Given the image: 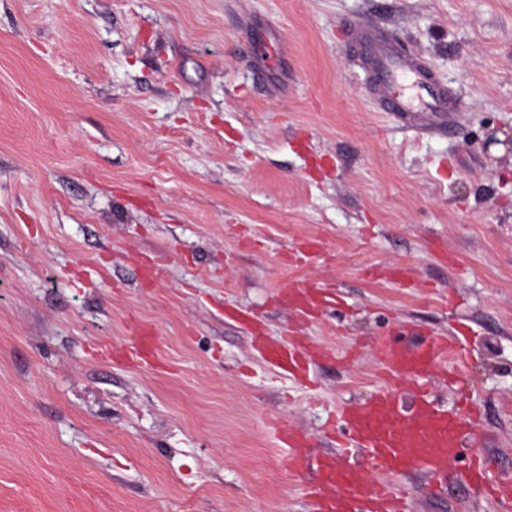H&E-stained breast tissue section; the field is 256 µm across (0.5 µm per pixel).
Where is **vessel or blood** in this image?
Listing matches in <instances>:
<instances>
[{
	"mask_svg": "<svg viewBox=\"0 0 512 512\" xmlns=\"http://www.w3.org/2000/svg\"><path fill=\"white\" fill-rule=\"evenodd\" d=\"M362 46L374 60L378 82L396 91L395 96L384 99V111L427 112L437 117L455 111V102L413 57L374 36L366 37ZM450 349L444 336L397 333L381 337L378 352L386 383L363 401L341 410L331 431L335 454L310 459L301 451V433L278 419H269V427L278 431L290 450L289 468L300 471L312 466L320 473L318 482L303 488L312 512H406L402 485L406 475L423 474L430 491H437L449 460L464 448L469 451L461 470L465 481L498 506L512 507V479L492 477L491 462L481 449L482 438L467 427L459 410L431 401L422 386L415 390L413 404L406 410L393 391L396 379L426 376L442 366ZM324 354V348L313 350L293 340L271 349L268 359L292 374ZM353 448L365 450L377 478L367 479L363 472L346 466Z\"/></svg>",
	"mask_w": 512,
	"mask_h": 512,
	"instance_id": "b4317fda",
	"label": "vessel or blood"
}]
</instances>
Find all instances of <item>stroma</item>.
Here are the masks:
<instances>
[{
	"mask_svg": "<svg viewBox=\"0 0 512 512\" xmlns=\"http://www.w3.org/2000/svg\"><path fill=\"white\" fill-rule=\"evenodd\" d=\"M363 28L449 123L380 111ZM511 136L512 0H0V512H311L267 420L325 454L396 330L512 477ZM235 307L336 355L284 378ZM461 467L407 512H499ZM116 355L131 363H147L153 355L151 343L144 337H141L135 345L116 352Z\"/></svg>",
	"mask_w": 512,
	"mask_h": 512,
	"instance_id": "obj_1",
	"label": "stroma"
}]
</instances>
